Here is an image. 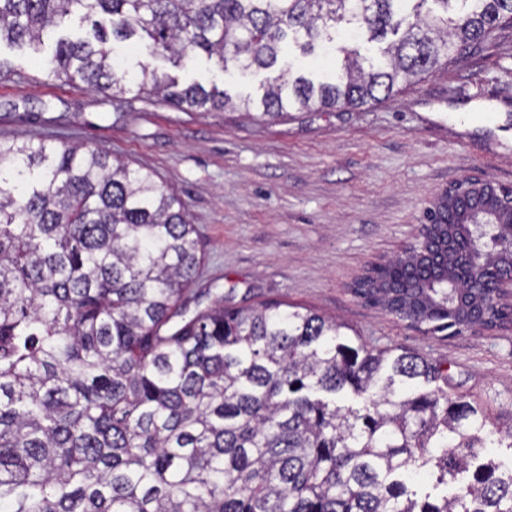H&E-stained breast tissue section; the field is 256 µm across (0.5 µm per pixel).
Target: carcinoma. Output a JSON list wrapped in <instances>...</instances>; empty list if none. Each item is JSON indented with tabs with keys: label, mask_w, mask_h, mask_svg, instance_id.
<instances>
[{
	"label": "carcinoma",
	"mask_w": 512,
	"mask_h": 512,
	"mask_svg": "<svg viewBox=\"0 0 512 512\" xmlns=\"http://www.w3.org/2000/svg\"><path fill=\"white\" fill-rule=\"evenodd\" d=\"M440 11H423L427 2ZM91 34L62 37L49 73L102 92L136 88L187 110L224 92L132 73L113 42L173 64L203 54L224 70L276 66L355 30L383 41L371 61L340 48L334 84L280 72L259 116L380 102L442 61L479 52L512 25V0H0V42L36 52L73 14ZM475 203L440 213L427 254L361 281L370 301L435 331L507 312L475 304L466 277L512 256L471 247ZM201 263L185 204L152 172L99 149L0 142V512H512V465L472 462L509 441L478 405L441 386L448 370L390 356L344 326L288 304L190 312ZM452 485L434 496L420 479Z\"/></svg>",
	"instance_id": "1"
}]
</instances>
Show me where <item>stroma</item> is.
<instances>
[{"instance_id":"obj_1","label":"stroma","mask_w":512,"mask_h":512,"mask_svg":"<svg viewBox=\"0 0 512 512\" xmlns=\"http://www.w3.org/2000/svg\"><path fill=\"white\" fill-rule=\"evenodd\" d=\"M116 54L132 71L146 65L182 86L218 87L232 105L187 112L133 90L102 94L50 75L29 47L4 43L0 141L83 144L153 172L199 231L204 257L188 309L219 297L232 308L314 309L354 341L444 364L449 394L481 403L490 429L512 430V323L436 331L351 289L365 268L414 242L423 211L449 184L483 176L512 185V27L381 102L275 121L241 107L270 71H226L203 56L176 67L126 44ZM277 68L329 81L335 57L290 43Z\"/></svg>"}]
</instances>
